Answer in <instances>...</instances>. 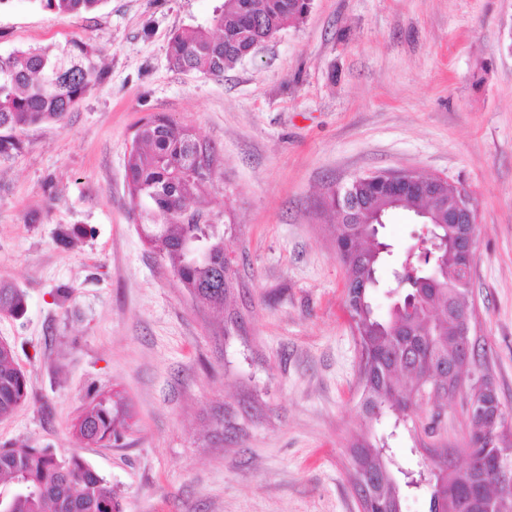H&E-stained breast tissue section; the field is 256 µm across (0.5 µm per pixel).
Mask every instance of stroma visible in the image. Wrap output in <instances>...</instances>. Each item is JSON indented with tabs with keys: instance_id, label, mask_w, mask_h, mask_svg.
<instances>
[{
	"instance_id": "stroma-1",
	"label": "stroma",
	"mask_w": 512,
	"mask_h": 512,
	"mask_svg": "<svg viewBox=\"0 0 512 512\" xmlns=\"http://www.w3.org/2000/svg\"><path fill=\"white\" fill-rule=\"evenodd\" d=\"M222 0H104L56 14L0 8V52L76 38L105 71L60 125L0 156V284L26 294L0 341L31 382L0 420V448L78 454L123 512H361L350 450L366 430L398 467L427 454L407 426L359 411L361 353L327 207L353 178L413 170L477 203L471 300L499 399L512 411V0H312L223 77L173 69L170 38ZM193 128L219 156L207 208L237 286L225 312L196 304L143 241L125 161L140 121ZM419 227L394 211L377 313ZM125 403L119 443L73 426L93 401ZM433 440L464 447L466 397Z\"/></svg>"
}]
</instances>
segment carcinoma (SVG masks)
<instances>
[{
  "mask_svg": "<svg viewBox=\"0 0 512 512\" xmlns=\"http://www.w3.org/2000/svg\"><path fill=\"white\" fill-rule=\"evenodd\" d=\"M47 11L81 14L96 10L105 0H35ZM305 15L300 0H223L210 24L177 33L169 42L172 65L183 71L221 77L242 60L250 43L274 37ZM99 51L69 39L28 50L0 53V154L16 147L15 133L41 124L59 125L82 101L90 86L100 81ZM137 146L126 158L132 199H147L155 221L141 225L147 243L170 267L183 288L197 302L222 311L234 287V273L226 256L224 225L206 213L205 195L214 179L189 173L200 165V155L214 150L200 142L195 131L163 115H150L135 132ZM463 189L447 181L437 195L408 190L402 195L376 190L365 177L354 179L343 195L355 200L352 223L333 225L337 256L346 270L349 293L345 305L355 323L361 348V409L368 421L392 411L411 422V430L428 438L434 427L420 426L422 393L443 395L466 388L467 397L500 403L489 372L486 345L476 358L459 355L448 314L470 303L469 289L459 285L460 267L450 248L424 254L438 270L432 281L422 273H405L397 285L411 298L410 306L377 317L369 302L370 282L378 264V246L366 221L378 213L387 216L403 209L428 213L426 221L448 235V206ZM26 309L24 292L0 284V313L19 316ZM28 397V380L18 368L14 351L0 342V419L10 417ZM121 423L112 400L101 399L82 413L75 434L87 442H109L120 437ZM469 439L490 454L512 459V431L496 434L468 419ZM352 480L362 501L374 500L383 512H402V486L389 467L385 443L361 437L351 448ZM23 480L36 494L14 493ZM489 472L472 473L442 448L432 455L425 481L430 489L428 512H476L475 499L465 492L491 491ZM10 512H122L112 484L79 456L61 458L49 448L0 449V490Z\"/></svg>",
  "mask_w": 512,
  "mask_h": 512,
  "instance_id": "cac0c4a2",
  "label": "carcinoma"
}]
</instances>
